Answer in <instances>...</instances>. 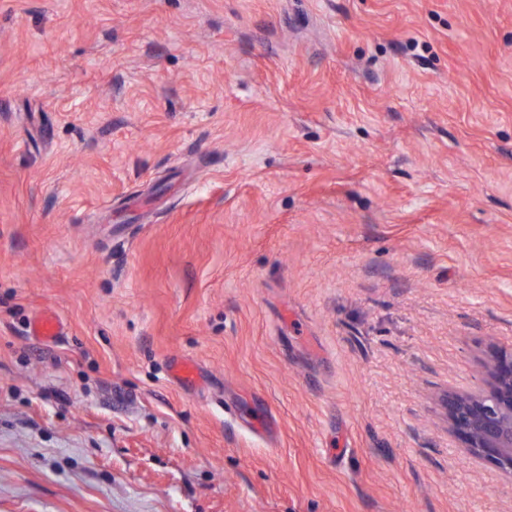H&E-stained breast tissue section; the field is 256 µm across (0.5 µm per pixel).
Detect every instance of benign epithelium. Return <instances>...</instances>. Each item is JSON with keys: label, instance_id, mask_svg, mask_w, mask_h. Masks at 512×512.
Segmentation results:
<instances>
[{"label": "benign epithelium", "instance_id": "7a95c632", "mask_svg": "<svg viewBox=\"0 0 512 512\" xmlns=\"http://www.w3.org/2000/svg\"><path fill=\"white\" fill-rule=\"evenodd\" d=\"M488 391L445 398L448 421L470 452L512 474V351H497Z\"/></svg>", "mask_w": 512, "mask_h": 512}]
</instances>
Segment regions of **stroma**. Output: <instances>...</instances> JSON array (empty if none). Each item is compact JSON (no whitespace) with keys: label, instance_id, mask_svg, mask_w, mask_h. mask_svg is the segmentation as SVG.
I'll return each instance as SVG.
<instances>
[{"label":"stroma","instance_id":"obj_1","mask_svg":"<svg viewBox=\"0 0 512 512\" xmlns=\"http://www.w3.org/2000/svg\"><path fill=\"white\" fill-rule=\"evenodd\" d=\"M501 348L512 0H0V512H512ZM32 336L43 341H54L62 336L63 327L60 319L53 313H44L33 320L30 325ZM488 391L448 393L445 408L455 435L470 452L500 471L512 474V351H496Z\"/></svg>","mask_w":512,"mask_h":512}]
</instances>
